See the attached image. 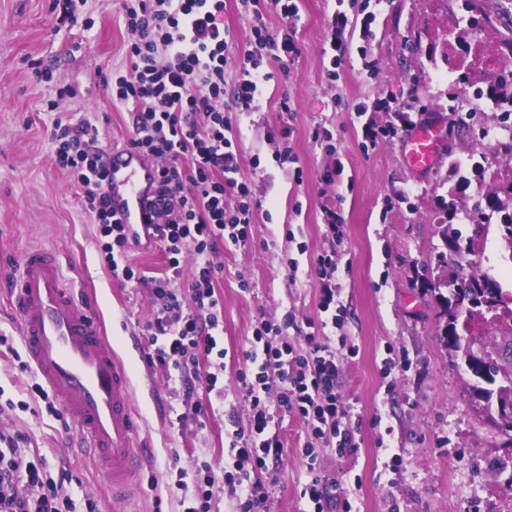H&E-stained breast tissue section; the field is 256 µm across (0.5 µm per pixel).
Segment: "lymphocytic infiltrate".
Masks as SVG:
<instances>
[{
  "mask_svg": "<svg viewBox=\"0 0 512 512\" xmlns=\"http://www.w3.org/2000/svg\"><path fill=\"white\" fill-rule=\"evenodd\" d=\"M250 36L237 46L224 27V0H123L124 20L133 38L126 72L112 75V99L133 107L130 147L155 164L157 182L147 235L164 245L168 272L152 278L154 318L146 330L151 361L181 376L196 375L207 392L219 376L200 372L201 360L220 359L224 350L215 331L223 315L215 281L221 271L212 260L220 242L244 246L257 204L238 170L235 129L239 115L258 107L262 88L273 74L268 64L276 50L296 48V0H274L283 20L271 29L260 0H250ZM239 61V77L226 88L230 58ZM51 140L55 161L80 188L84 206L99 226L100 252L113 278L139 280L123 258L142 235L131 233L112 210L106 191L108 172L98 129L88 122H55ZM193 249L195 272L187 291L174 288L185 249ZM323 283V319L307 321L306 345L295 348L282 333L297 328L295 315L256 325L238 385L249 402L248 428L230 435L234 471L225 473L239 512H267V486L277 483L284 445L271 430L279 412L298 415L313 439L337 456L356 454L360 419L339 390L342 359L356 348L342 336L343 306L336 303L339 267L328 254L313 262ZM192 310H185V302ZM275 391L268 401L267 391ZM26 438L0 431V512H64L70 500L48 477L40 457L27 454ZM309 479L301 495L310 512H352L350 500H338L317 472L313 448L303 450Z\"/></svg>",
  "mask_w": 512,
  "mask_h": 512,
  "instance_id": "obj_1",
  "label": "lymphocytic infiltrate"
}]
</instances>
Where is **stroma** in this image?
Listing matches in <instances>:
<instances>
[{
    "mask_svg": "<svg viewBox=\"0 0 512 512\" xmlns=\"http://www.w3.org/2000/svg\"><path fill=\"white\" fill-rule=\"evenodd\" d=\"M298 7L297 53L272 64L258 108L240 116L237 177L250 183L259 207L248 245L226 242L215 256L223 267L216 292L224 305V402L205 423L180 426L177 414L206 402L207 393L149 361L151 288L113 279L98 226L53 159L58 120L92 123L106 146H127L132 136L130 106L113 102L103 81L126 67L121 0H80L87 24L72 29L58 25L51 0H0V278L30 247L59 251L83 272V295L97 302L113 349L131 369L148 446L134 499L113 502L94 460L67 444L69 416L49 412L35 389L39 377L0 347V396L13 402L0 409V430L27 437L62 482L71 512H182L202 460L217 479L211 512H236L223 477L232 465L229 434L249 416L236 382L243 352L260 321L276 323L288 312L301 323L317 319L322 283L312 260L331 252L341 270L344 331L359 350L342 363L341 392L356 404L361 447L339 458L319 444L318 471L358 512H390L395 504L400 512H512V438L495 428L496 412L473 397L474 379L444 345L447 318L426 286L448 274L436 260L442 200L475 193L462 182L470 168L456 165L455 156L471 153L488 167L512 161L504 143L482 138L500 126V112L462 111L455 85L443 76L439 36L469 13L465 0H381L373 37L349 40L337 68L330 47L335 0H298ZM371 123L391 135L369 143L363 130ZM424 125L438 130L440 146L433 167L418 171L406 161L405 144ZM284 128L293 159L281 164L270 134ZM318 128L332 134L333 150L314 140ZM338 163L342 175L326 182ZM330 210L340 217L336 238L327 226ZM388 345L403 358L389 392L381 376ZM275 428L284 455L268 489L269 510L307 512L300 490L308 479V429L292 413L277 414ZM381 440L390 453L379 451Z\"/></svg>",
    "mask_w": 512,
    "mask_h": 512,
    "instance_id": "stroma-1",
    "label": "stroma"
}]
</instances>
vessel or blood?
I'll list each match as a JSON object with an SVG mask.
<instances>
[{"mask_svg": "<svg viewBox=\"0 0 512 512\" xmlns=\"http://www.w3.org/2000/svg\"><path fill=\"white\" fill-rule=\"evenodd\" d=\"M108 192L122 223L142 227L155 169L134 149L108 148ZM438 153L433 127L417 129L405 156L417 170L432 167ZM80 278L65 272L56 251L26 250L15 271L9 304L19 324L28 365L73 420L85 447L106 472L114 501H126L141 470L140 420L133 407L131 374L113 352L97 315L78 305Z\"/></svg>", "mask_w": 512, "mask_h": 512, "instance_id": "1", "label": "vessel or blood"}]
</instances>
